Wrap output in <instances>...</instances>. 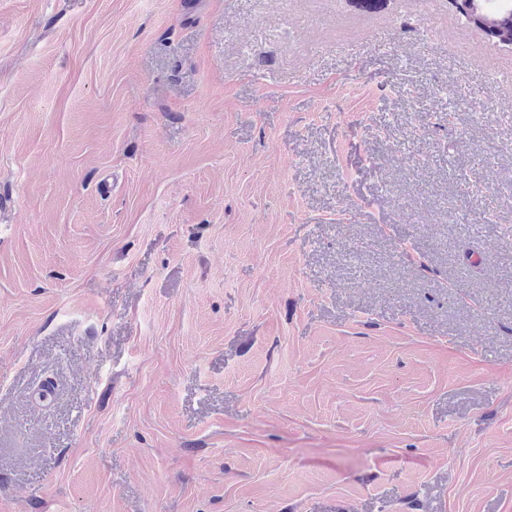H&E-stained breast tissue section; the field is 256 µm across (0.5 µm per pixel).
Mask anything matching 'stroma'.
<instances>
[{
	"instance_id": "obj_1",
	"label": "stroma",
	"mask_w": 512,
	"mask_h": 512,
	"mask_svg": "<svg viewBox=\"0 0 512 512\" xmlns=\"http://www.w3.org/2000/svg\"><path fill=\"white\" fill-rule=\"evenodd\" d=\"M509 68L449 0H0V512H512Z\"/></svg>"
}]
</instances>
